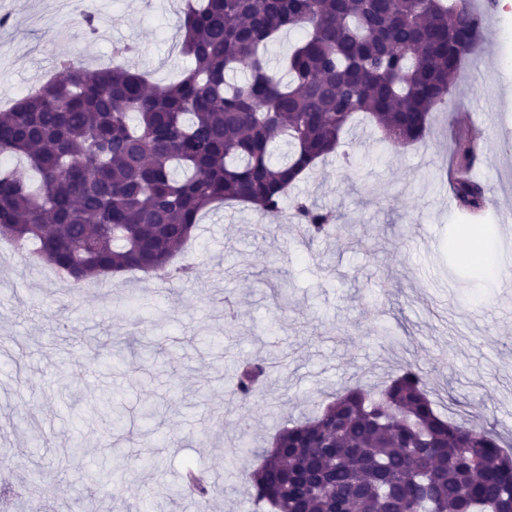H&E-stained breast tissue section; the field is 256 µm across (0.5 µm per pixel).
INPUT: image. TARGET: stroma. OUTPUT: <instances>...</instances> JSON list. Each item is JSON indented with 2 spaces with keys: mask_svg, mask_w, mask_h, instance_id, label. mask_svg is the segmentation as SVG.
<instances>
[{
  "mask_svg": "<svg viewBox=\"0 0 512 512\" xmlns=\"http://www.w3.org/2000/svg\"><path fill=\"white\" fill-rule=\"evenodd\" d=\"M99 22L96 35L80 24ZM0 110L59 56L111 64L112 47L135 46L132 66L155 85L175 81L181 8L174 0H0ZM481 54L461 70L456 112H436L425 141L380 143L359 125L332 155L290 189L341 219L327 239L304 241L282 216L256 235L261 216L245 204L207 210L183 257L191 278L164 283L124 271L88 285L55 280L24 254L0 251V512L71 500L86 461L104 471L99 512H198L193 498L165 506L168 485L186 464L214 488L207 512H252L247 475L287 419L347 386L376 387L402 366L425 374L439 412L477 419L512 440V280L468 264L465 216L450 200L440 169L448 130L485 129L476 180L490 190L491 242L512 244V0L488 12ZM237 303L227 326L224 300ZM152 343L154 361L104 363L108 337ZM272 362L270 377L240 405L235 359ZM121 395L128 425L117 446L93 407L101 393ZM169 406L143 437L140 407ZM32 407L48 448L32 454L9 422ZM87 459L60 467L64 448ZM130 468L113 471L114 450ZM158 456L157 471L139 467ZM37 483H30L33 471Z\"/></svg>",
  "mask_w": 512,
  "mask_h": 512,
  "instance_id": "stroma-1",
  "label": "stroma"
}]
</instances>
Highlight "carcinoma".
<instances>
[{
  "mask_svg": "<svg viewBox=\"0 0 512 512\" xmlns=\"http://www.w3.org/2000/svg\"><path fill=\"white\" fill-rule=\"evenodd\" d=\"M472 0H195L183 12L175 83L147 87L131 67L78 60L0 112V155L26 159L37 179L0 169V225L34 260L75 283L139 270L164 278L199 216L244 202L263 217L283 212L286 190L335 153L358 120L381 141L424 139L431 113L453 112L464 60L482 42ZM301 31L281 65L265 52L282 31ZM284 147L282 160L273 150ZM454 192L464 228L484 241L489 190L465 175L480 158L471 134L455 136ZM303 236L327 237L339 216L298 201ZM269 366H237L246 401ZM109 434L124 428L113 396L95 407ZM249 475L257 512H512V458L502 438L437 411L422 372L403 366L375 392L347 387L258 452ZM96 472L73 505L93 512ZM209 486L181 478L170 504Z\"/></svg>",
  "mask_w": 512,
  "mask_h": 512,
  "instance_id": "carcinoma-1",
  "label": "carcinoma"
}]
</instances>
